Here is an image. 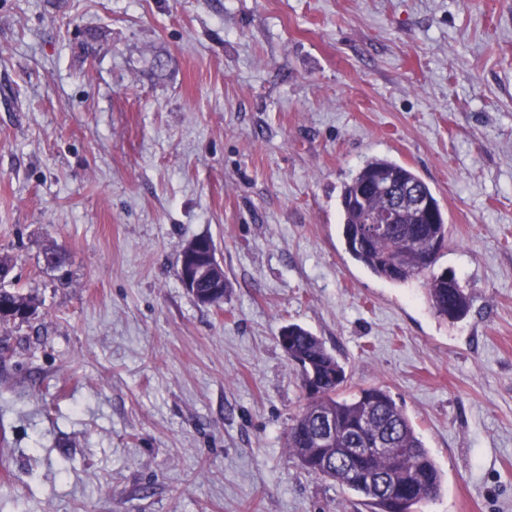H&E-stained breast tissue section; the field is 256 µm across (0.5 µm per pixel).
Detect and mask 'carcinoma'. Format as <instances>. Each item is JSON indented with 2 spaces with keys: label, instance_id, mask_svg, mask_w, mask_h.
<instances>
[{
  "label": "carcinoma",
  "instance_id": "cac0c4a2",
  "mask_svg": "<svg viewBox=\"0 0 512 512\" xmlns=\"http://www.w3.org/2000/svg\"><path fill=\"white\" fill-rule=\"evenodd\" d=\"M429 200L433 214L426 216L413 193ZM389 206L397 209V223L380 237L365 234L370 213ZM342 237L347 251L373 275L392 283L425 277L428 303L434 313L450 322L462 320L470 295L459 283L448 282L435 271L448 241V224L430 186L411 168L386 158H373L346 182L341 192ZM40 303L30 294L0 280V323L24 321L38 313ZM287 358L299 368L301 386L313 384L302 410L288 427V453L311 475L332 480L354 492L370 512H418L417 507L438 494L441 475L417 435L403 407L381 386L344 395V367L309 330L290 324ZM336 424L339 442L328 448L317 436L326 419ZM407 448L403 457L380 453L345 456L344 448ZM395 484L403 493L391 500L380 481Z\"/></svg>",
  "mask_w": 512,
  "mask_h": 512
}]
</instances>
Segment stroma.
Wrapping results in <instances>:
<instances>
[{"instance_id":"obj_1","label":"stroma","mask_w":512,"mask_h":512,"mask_svg":"<svg viewBox=\"0 0 512 512\" xmlns=\"http://www.w3.org/2000/svg\"><path fill=\"white\" fill-rule=\"evenodd\" d=\"M374 157L439 200L463 320L347 252ZM4 253L42 307L0 325V512H367L288 454L291 324L403 405L422 512H512V0H0ZM195 238H207L213 243L210 237L198 236ZM193 239L187 241L186 243H190ZM185 244L181 247V249L185 246ZM204 257L212 261L216 267H220L223 270L217 259L216 252L213 251L210 242L206 240L196 241L190 245L185 246L181 250L178 257V271L183 279L184 285L187 288H190L191 292H193V288H197V282L202 279V276L205 273V267L202 265V259ZM178 271L177 275L179 277ZM217 288L219 289L198 288L196 289L195 295L196 297H200L204 293H209L213 290L212 296L210 298V301L213 302L212 306L221 307L224 304V293L226 292V288H220V286ZM192 295L194 296V294ZM196 297L195 299L197 300Z\"/></svg>"}]
</instances>
